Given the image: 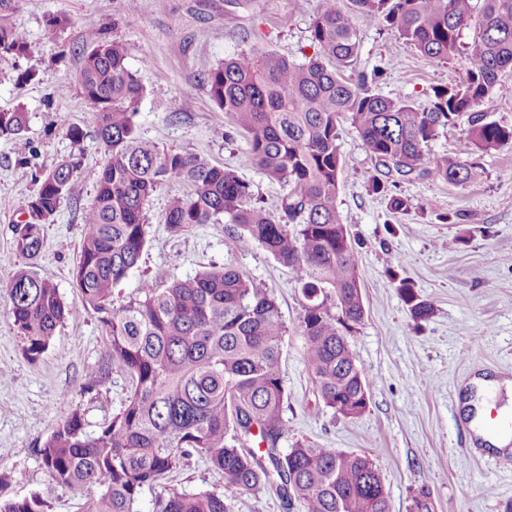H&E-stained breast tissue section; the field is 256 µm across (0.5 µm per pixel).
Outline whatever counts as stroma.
I'll return each mask as SVG.
<instances>
[{
	"mask_svg": "<svg viewBox=\"0 0 512 512\" xmlns=\"http://www.w3.org/2000/svg\"><path fill=\"white\" fill-rule=\"evenodd\" d=\"M320 7L321 0H19L10 21L25 30L30 53L0 62V108L22 105L29 118L24 140L0 138V255L10 259L0 265V500L36 495L43 512H77L78 495L53 485L39 450L75 409L88 432L98 433L131 391L117 366L103 385L83 387L86 371L102 362L106 336L72 279L82 213L95 197L104 162L94 133L79 143L67 134L91 110L73 88L84 31L95 28L133 46L128 64L144 87L134 117L141 136L231 167L272 199L280 185L244 163L246 141L211 100L204 69L242 52L304 60L314 52L309 26ZM53 15L66 17L67 25L48 27ZM355 24L360 48L347 73L370 79L375 93L403 94L423 109L433 87L465 75L464 54L427 58L385 22L359 15ZM26 70L35 80L18 85ZM467 128L463 119L441 128L431 149L477 165L482 179L397 181L391 191L407 198L410 209L394 214L371 188L375 160L350 123L340 127L337 205L356 241L365 308L348 342L372 383L359 418L335 417L317 396L298 329L305 300L293 273L257 243L230 245L234 227L221 221L170 233L162 214L178 185L151 198L149 243L138 267L113 288V303L126 304L145 280L163 286L213 266H235L275 298L288 327L282 342L288 432L281 448L301 439L368 456L382 475L391 512H409L422 491L434 512H512V461L471 447L460 403L476 372L512 379V144L478 151ZM69 156L79 159V174L71 196L43 227L36 265L68 312L47 351L33 361L12 326L3 287L27 265L14 250V206L33 190L36 169ZM403 278L432 302L430 319L412 320L397 290ZM172 483L188 493L223 489L221 476L196 456L179 464ZM230 499L233 512H304L299 501H283L269 490L234 491Z\"/></svg>",
	"mask_w": 512,
	"mask_h": 512,
	"instance_id": "1",
	"label": "stroma"
}]
</instances>
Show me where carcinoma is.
<instances>
[{"label":"carcinoma","mask_w":512,"mask_h":512,"mask_svg":"<svg viewBox=\"0 0 512 512\" xmlns=\"http://www.w3.org/2000/svg\"><path fill=\"white\" fill-rule=\"evenodd\" d=\"M16 0H0V61L26 56V34L8 17ZM382 19L421 55L447 59L474 28L465 77L433 88L426 109L406 97L382 96L344 75L358 54L353 16ZM315 55L304 62L268 53L241 54L204 71L213 102L247 143L244 160L283 191L255 196L238 173L193 154L159 147L142 137L135 107L144 88L127 60L132 48L96 29L83 34L75 87L92 105L87 122L104 148L96 194L82 215V243L72 270L84 308L106 331L103 356L128 374L122 409L93 436L75 409L39 449L53 483L86 495L79 512H137L142 491L153 489L184 458L200 456L224 488H270L303 503L305 512H390L379 469L367 457L296 441L282 450L288 395L281 376V342L288 332L266 289L237 268L212 267L163 287L143 283L116 307L112 288L137 267L147 244V207L170 183L190 187L169 195L163 223L182 233L219 218L236 226L232 242L254 241L289 268L306 300L299 318L305 363L325 407L344 419L368 408L370 381L347 335L364 318L358 256L336 199L342 160L339 125L350 122L386 179L430 175L449 183L476 182L482 171L445 154L429 153L438 130L461 119L482 152L512 142L505 126L477 108L500 75L512 71V0H337L324 4L310 25ZM27 129L20 106L0 110V137L19 140ZM79 163L68 157L36 175L37 190L17 206L32 223L14 230L15 251L35 264L43 225L72 191ZM394 213L408 200L387 195ZM12 325L35 361L65 317L53 283L28 268L5 284ZM398 290L415 321L434 311L412 285ZM252 441L265 446L255 452ZM150 512H230L224 493L164 488ZM0 512H43L34 496L0 502Z\"/></svg>","instance_id":"cac0c4a2"}]
</instances>
